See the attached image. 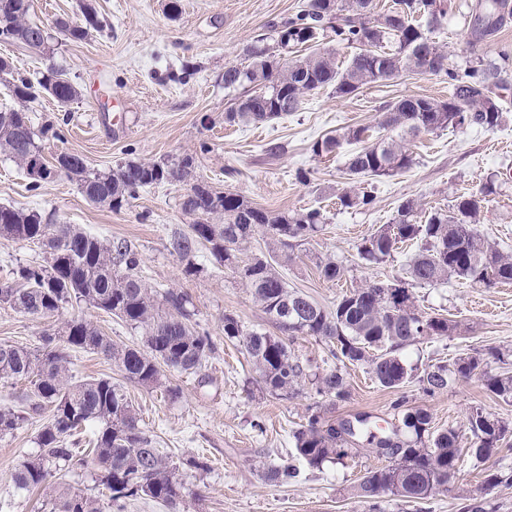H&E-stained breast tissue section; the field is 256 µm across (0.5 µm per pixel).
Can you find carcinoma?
<instances>
[{"label":"carcinoma","instance_id":"cac0c4a2","mask_svg":"<svg viewBox=\"0 0 512 512\" xmlns=\"http://www.w3.org/2000/svg\"><path fill=\"white\" fill-rule=\"evenodd\" d=\"M31 0H0V33L5 40L31 50L45 48L40 26L29 22ZM504 0H488L486 15L474 29L475 40L493 35L505 19ZM84 24L65 25L68 39L82 41L90 30L102 28L95 7L82 4ZM447 14V0H394L383 12L375 0H307L303 8L244 49L248 64L224 67V89L242 90L224 113V121L264 123L296 112L308 94L326 87L338 97L358 93L363 87L383 83L409 71L419 75L448 77V100L403 97L383 107L379 125L393 135L381 138L346 162L351 186L337 195L346 209L372 203V191L364 179L393 176L410 168L413 153L406 136L439 129L478 127L493 130L503 119L497 91L508 87L507 71L493 60L479 58L464 70L450 67L448 54L429 37L431 28ZM331 30L338 46L355 49L343 63L335 52L307 54L298 62L280 63L276 53L314 42ZM0 73L12 76V95L21 102L44 92L65 107L78 96L76 85L62 71L49 67L37 84L17 74V66L0 57ZM369 128L358 126L313 145L320 156L332 154L344 141H362ZM37 132L23 108L0 112V150L7 153L31 177V187L44 179L32 178V164L43 159ZM194 159L175 161L131 159L109 173L88 169L83 158L61 153L48 165L47 180L65 175L78 184L87 201L114 210L145 187L162 182H190L181 209L197 220L189 230L174 233L168 249L184 263V273L202 271L196 262L201 249L216 264L232 270L240 283L259 302L279 334L248 329L238 318L224 314V338L236 341L252 363L256 381L271 393L292 397L307 379L303 365L288 349L294 336H318L329 354L342 363L315 377L316 393L329 406L309 408L305 422L292 431L297 458L315 468L340 460L351 452L349 441L336 424L326 420L329 407L349 397V381L343 366L365 364L381 387L396 391L413 378L400 351L429 337L451 333L456 325L445 317L421 312L411 287L431 286L450 279L469 281L486 288L512 282V257L477 229L483 198L462 195L446 210L432 212L418 221L420 204L403 201L390 224L377 228L357 245L358 257L367 265L391 257L398 244L416 246L409 264V281L369 280L345 292L329 311L303 293L288 288L278 271L295 260L294 247L313 238L325 223L317 209L293 214H272L254 206L244 196L216 192L194 178ZM261 233L265 251L244 260V247ZM0 237L41 245L49 254L47 265H19L12 278L0 282V304L35 318L54 316L68 306L85 304L111 314L140 335V344L117 346L92 323L70 320L55 334H47L35 350L0 345V382L27 380L32 409L48 407L52 418L38 433L41 452L19 462L12 473L21 490L43 488L50 512H108L112 503L145 496L168 506L182 497L184 484L170 458L154 446L139 425L125 388L101 377L72 381L68 378L70 352L76 349L115 360L125 378L145 388L162 385L163 368L197 373L214 352L209 334L192 321L185 294L167 290L157 294L138 274L140 258L124 241H104L75 224H46L37 211L0 206ZM320 276L339 281L344 266L332 257L316 262ZM503 361L504 354L488 348L461 356L451 365L437 363L424 370L422 390L434 396L448 390V374L471 377L480 364ZM490 394L512 399V373L487 375ZM400 425L376 442V451L391 464L365 473L355 495L371 512H381L386 495L408 502L427 500L448 486L461 460L459 434L453 428L437 430L426 409L410 408L402 399L392 403ZM27 417L9 407L0 408V435L18 429ZM471 432L470 456L484 464L508 446L512 425L479 408L467 418ZM95 427L92 463L109 491V503L85 496L64 483H50V465L64 461L75 467L87 463L75 448V436ZM298 474L286 459L264 472L270 481L286 483Z\"/></svg>","mask_w":512,"mask_h":512}]
</instances>
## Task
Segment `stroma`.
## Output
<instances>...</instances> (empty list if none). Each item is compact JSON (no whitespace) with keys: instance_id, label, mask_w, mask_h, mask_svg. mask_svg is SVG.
I'll return each mask as SVG.
<instances>
[{"instance_id":"stroma-1","label":"stroma","mask_w":512,"mask_h":512,"mask_svg":"<svg viewBox=\"0 0 512 512\" xmlns=\"http://www.w3.org/2000/svg\"><path fill=\"white\" fill-rule=\"evenodd\" d=\"M166 2L92 0L103 28L75 42L60 33L55 22L83 23L79 0H34L29 18L49 29L48 50L34 53L0 41V56L12 58L21 75L35 79L54 65L81 91L65 112L45 94L28 105L35 129L42 132L51 124L63 133L59 139L43 132L39 137L47 162L66 152L81 156L91 170L107 172L130 158L153 161L190 154L196 177L215 191L243 195L278 213L321 210L326 224L296 248L295 262L282 267L281 274L289 287L327 310L350 286L402 275L412 247L397 250L386 262L367 265L357 257V245L364 235L392 223L407 199L420 201L427 212L444 209L456 197L494 182L479 230L512 254V151L489 149L492 141H512V88L502 93L506 112L497 129L447 128L412 138L411 168L375 179L370 206L344 210L337 205L336 194L346 185L345 161L359 145L346 143L338 153L318 157L312 151L314 143L356 126L372 127L373 137H380L376 124L384 105L405 96L445 98L447 78L409 73L347 98L322 89L307 95L297 112L280 119L231 126L224 121L233 99L224 89L225 66L243 63L246 45L295 15L306 0H181V11L173 19L164 11ZM484 3L448 0V13L431 37L454 68H465L481 57L501 58L512 72V15L490 38H471L474 18ZM275 144L279 152L270 153ZM301 170L308 172L309 182L298 178ZM187 189L178 182L154 185L115 212L90 204L76 182L64 176L31 188L25 172L0 153V205L37 211L48 224L80 225L104 240H126L140 258L146 283L159 292L185 293L194 321L215 343L199 373L165 371L166 386L179 392L173 400L127 382L115 361L83 350L73 352L74 379L108 377L125 386L141 426L178 464L185 486L176 508L145 497L129 498L122 500L119 512H368L354 489L366 471L385 466L388 460L364 438L348 457L318 468L301 465L295 481L279 484L264 478L267 467L293 455L291 432L318 396L309 381L290 399L257 383L245 351L224 339V316L231 313L248 328L273 331L260 304L230 270L213 265L208 252L200 254L203 272L188 276L167 250L168 237L195 221L180 208ZM326 256L344 266L341 281L320 278L315 260ZM413 294L421 311L448 318L456 329L405 347L401 355L408 364L422 370L495 347L505 359L489 362L483 374L512 371V283L484 288L452 279L414 288ZM76 317L92 322L116 345L140 342L137 331L94 308L69 307L61 316L36 319L0 304V344L36 348L43 333ZM288 347L308 373L336 365L321 338L296 336ZM346 372L350 396L331 411L329 418L336 422L364 415L377 427L396 426L399 420L391 403L400 395L407 406L427 409L436 429H455L465 448L470 445L467 416L472 409L512 423V401L489 395L483 374L453 379L446 392L430 397L415 381L398 394L384 389L362 365L347 366ZM29 391L25 380L0 382V407L28 414L21 428L0 438V512H43L40 496L17 489L11 479L19 461L38 454L37 435L50 415L46 409L29 411ZM192 457L203 458L207 469L187 466ZM487 467L502 475V483L483 489L484 469L467 457L447 491L419 503L386 500L385 512H462L467 498L479 493L496 512H512V449L501 450Z\"/></svg>"}]
</instances>
